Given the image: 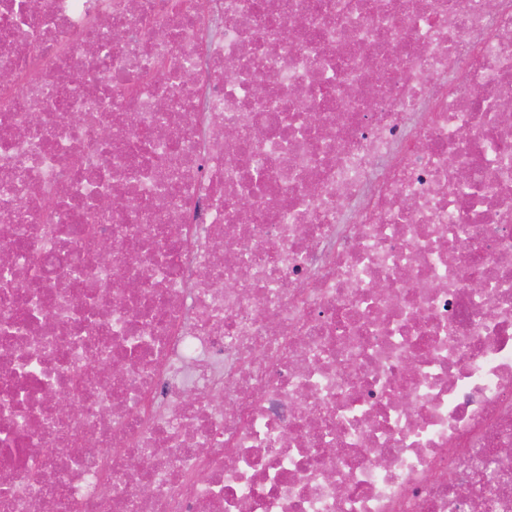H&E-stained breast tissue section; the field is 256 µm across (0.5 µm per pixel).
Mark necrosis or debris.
Here are the masks:
<instances>
[{
  "mask_svg": "<svg viewBox=\"0 0 512 512\" xmlns=\"http://www.w3.org/2000/svg\"><path fill=\"white\" fill-rule=\"evenodd\" d=\"M1 74L0 512H512V0H0Z\"/></svg>",
  "mask_w": 512,
  "mask_h": 512,
  "instance_id": "1",
  "label": "necrosis or debris"
}]
</instances>
